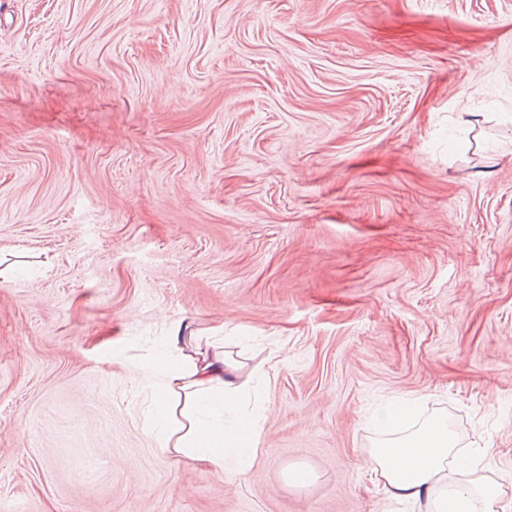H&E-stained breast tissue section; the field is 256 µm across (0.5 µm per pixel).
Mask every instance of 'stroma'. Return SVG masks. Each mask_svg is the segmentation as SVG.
<instances>
[{
  "label": "stroma",
  "instance_id": "stroma-1",
  "mask_svg": "<svg viewBox=\"0 0 512 512\" xmlns=\"http://www.w3.org/2000/svg\"><path fill=\"white\" fill-rule=\"evenodd\" d=\"M180 322L244 475L144 431ZM402 398L512 507V0H0V512H400ZM420 413L418 400H404L396 404H380L372 415V425L381 431H392L413 421Z\"/></svg>",
  "mask_w": 512,
  "mask_h": 512
}]
</instances>
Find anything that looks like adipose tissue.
<instances>
[{
	"mask_svg": "<svg viewBox=\"0 0 512 512\" xmlns=\"http://www.w3.org/2000/svg\"><path fill=\"white\" fill-rule=\"evenodd\" d=\"M201 331L175 327L154 360L155 414L146 432L158 449L188 457L219 474L227 465L246 472L258 451L260 415L244 411L246 384L242 362L223 345L202 347ZM420 403L405 400L378 405L372 424L381 431L410 421L418 428L374 449L371 466L388 498L418 512H495L499 488L476 491L474 460L461 455L444 416L419 421Z\"/></svg>",
	"mask_w": 512,
	"mask_h": 512,
	"instance_id": "obj_1",
	"label": "adipose tissue"
}]
</instances>
